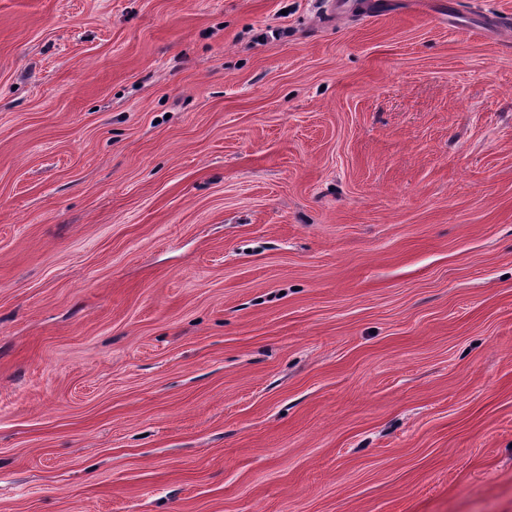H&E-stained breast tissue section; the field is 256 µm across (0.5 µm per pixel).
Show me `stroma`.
<instances>
[{
  "mask_svg": "<svg viewBox=\"0 0 512 512\" xmlns=\"http://www.w3.org/2000/svg\"><path fill=\"white\" fill-rule=\"evenodd\" d=\"M0 0V512H512V0Z\"/></svg>",
  "mask_w": 512,
  "mask_h": 512,
  "instance_id": "1",
  "label": "stroma"
}]
</instances>
